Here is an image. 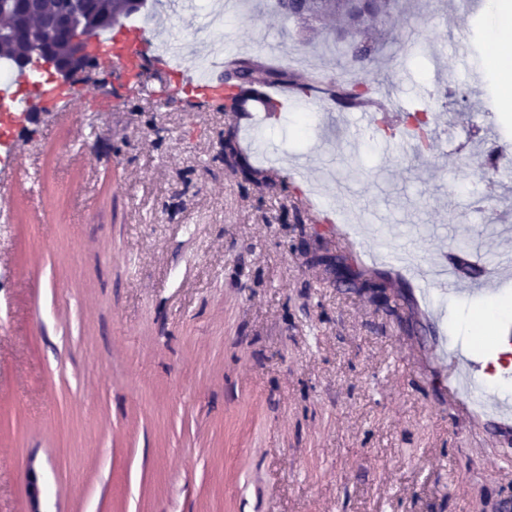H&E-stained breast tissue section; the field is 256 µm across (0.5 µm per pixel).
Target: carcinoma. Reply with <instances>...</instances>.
<instances>
[{
	"label": "carcinoma",
	"instance_id": "obj_1",
	"mask_svg": "<svg viewBox=\"0 0 512 512\" xmlns=\"http://www.w3.org/2000/svg\"><path fill=\"white\" fill-rule=\"evenodd\" d=\"M399 2L401 0H365L362 4H354L351 0H275L278 12L287 18L312 23L332 14L342 23L343 37L334 41L336 74L319 87L313 80L297 79L283 67L258 59L241 58L224 70V74L234 73L242 79L239 89L227 100V111L236 114L246 112L250 103L260 100L268 111H276L272 101L264 95V89L271 86L292 87L306 98L320 91L340 111L366 105L371 101L370 88L359 72L377 66L384 53L383 41L369 33V28L373 23L383 22L390 17L392 9ZM431 121V109L427 105L405 111L403 129H411L410 136L417 156L425 153ZM224 164L247 177L255 175L252 170L241 166L231 131L224 138Z\"/></svg>",
	"mask_w": 512,
	"mask_h": 512
}]
</instances>
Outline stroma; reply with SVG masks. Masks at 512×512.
Wrapping results in <instances>:
<instances>
[{"mask_svg": "<svg viewBox=\"0 0 512 512\" xmlns=\"http://www.w3.org/2000/svg\"><path fill=\"white\" fill-rule=\"evenodd\" d=\"M408 0L384 25L389 50L364 80L397 110L430 105L439 136L421 159L354 139L357 113L319 96L275 118L225 113L174 90L153 56L85 82L94 101L19 121L0 163V512H504L512 432L474 424L448 399L441 341L479 353L467 318L485 294L420 292L417 262L485 231L491 265L512 251L505 178L512 110L487 62L488 0ZM239 56L286 44L333 71L304 24L272 0L228 15ZM470 29L469 41L454 39ZM416 51L391 52L407 41ZM454 84L473 114L417 95ZM237 129L256 148L308 160L306 178L224 164ZM387 225L378 233L372 215ZM386 299L340 283L345 268Z\"/></svg>", "mask_w": 512, "mask_h": 512, "instance_id": "stroma-1", "label": "stroma"}]
</instances>
